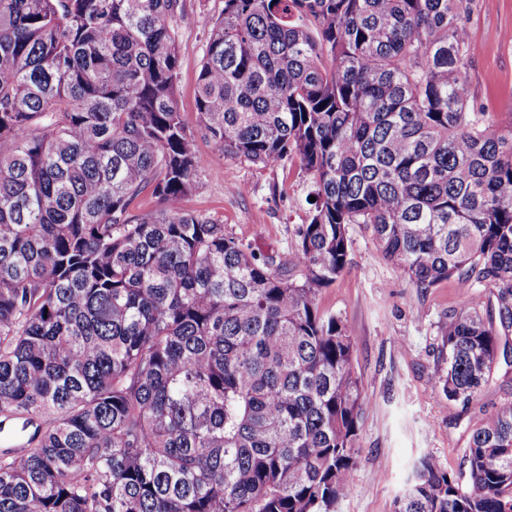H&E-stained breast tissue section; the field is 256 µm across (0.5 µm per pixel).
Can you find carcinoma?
Instances as JSON below:
<instances>
[{"mask_svg":"<svg viewBox=\"0 0 512 512\" xmlns=\"http://www.w3.org/2000/svg\"><path fill=\"white\" fill-rule=\"evenodd\" d=\"M183 2L0 0V512H332L365 399L318 296L351 224L421 292L497 290L500 328L465 298L440 322L445 400L512 365V119L470 93L474 0H224L196 118L308 177L285 259L178 206ZM463 459L421 457L393 512H512V398Z\"/></svg>","mask_w":512,"mask_h":512,"instance_id":"carcinoma-1","label":"carcinoma"}]
</instances>
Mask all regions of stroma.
<instances>
[{
  "label": "stroma",
  "mask_w": 512,
  "mask_h": 512,
  "mask_svg": "<svg viewBox=\"0 0 512 512\" xmlns=\"http://www.w3.org/2000/svg\"><path fill=\"white\" fill-rule=\"evenodd\" d=\"M224 0H185L177 103L194 117L200 61ZM477 55L467 66L471 92L494 112H512V0H477L468 24ZM206 165L185 210L223 224L262 251L287 256L295 231L310 218V183L297 165L262 166L213 155L197 137ZM351 265L322 289L319 307L347 323L356 338L355 367L366 405L350 494L334 512H392L417 460L433 456L462 468L471 413L443 400L432 375L443 368L439 324L461 295L455 281L422 293L386 259L365 225L348 229Z\"/></svg>",
  "instance_id": "1"
}]
</instances>
